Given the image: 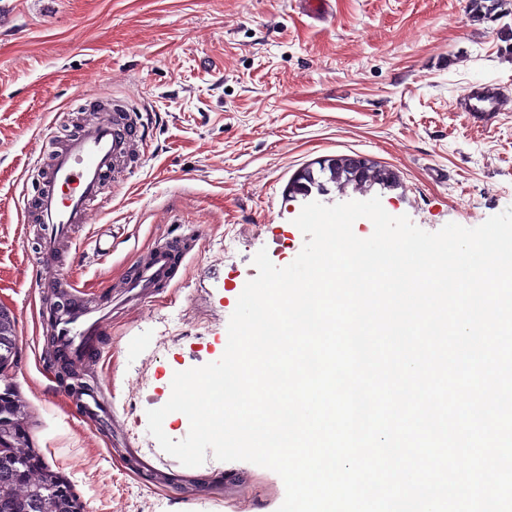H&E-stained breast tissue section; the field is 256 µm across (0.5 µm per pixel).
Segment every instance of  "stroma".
<instances>
[{
    "label": "stroma",
    "instance_id": "stroma-1",
    "mask_svg": "<svg viewBox=\"0 0 512 512\" xmlns=\"http://www.w3.org/2000/svg\"><path fill=\"white\" fill-rule=\"evenodd\" d=\"M317 22L294 0H0V307L16 323L8 380L18 423L42 462L74 490L81 512H277L281 477L214 457L197 467L147 431L176 372L218 361L253 258L289 265L305 237L307 201L366 199L325 182L293 192L304 168L364 156L392 169L384 209L435 232L512 207V112L476 123L459 103L478 81L512 91V13L474 15L471 0H333ZM122 99L148 125L146 161L129 168L63 266L93 303L140 253L187 224L198 232L172 290L115 321L86 381L112 421L97 434L59 397L55 348L35 288L37 242L18 207L38 188L36 142L63 137L100 102ZM109 234L112 253L94 259ZM246 487H229V476Z\"/></svg>",
    "mask_w": 512,
    "mask_h": 512
}]
</instances>
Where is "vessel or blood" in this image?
Returning a JSON list of instances; mask_svg holds the SVG:
<instances>
[{
  "instance_id": "1",
  "label": "vessel or blood",
  "mask_w": 512,
  "mask_h": 512,
  "mask_svg": "<svg viewBox=\"0 0 512 512\" xmlns=\"http://www.w3.org/2000/svg\"><path fill=\"white\" fill-rule=\"evenodd\" d=\"M474 119L512 112V97L488 85H474L462 99ZM150 143L138 112L132 105L116 101L111 113H94L63 141L54 136L43 139V161L34 212L39 223L50 229L41 244L42 272L35 285L63 288L67 306L52 314L54 332L61 336L60 358L74 366L88 361L99 350L100 338L112 321L113 308L136 309L145 299L170 289L179 268L189 254V235L164 239L138 259L133 275L112 284L113 307H87L84 286L74 277L60 273L57 254L68 240L70 228L88 220L91 210L103 204L107 182L121 178V167L130 156H148Z\"/></svg>"
}]
</instances>
